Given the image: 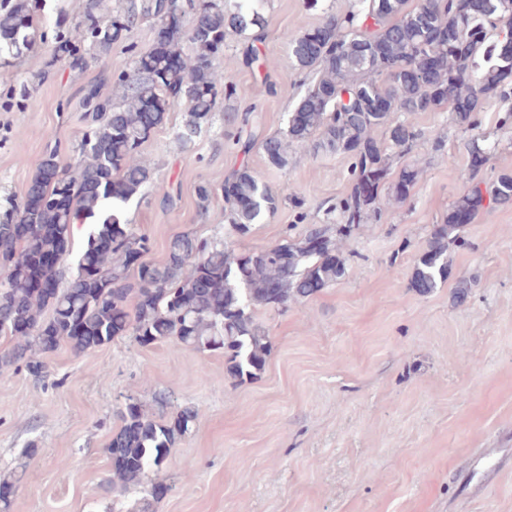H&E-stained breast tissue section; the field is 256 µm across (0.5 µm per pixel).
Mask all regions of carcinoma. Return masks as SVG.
I'll list each match as a JSON object with an SVG mask.
<instances>
[{"label":"carcinoma","instance_id":"cac0c4a2","mask_svg":"<svg viewBox=\"0 0 512 512\" xmlns=\"http://www.w3.org/2000/svg\"><path fill=\"white\" fill-rule=\"evenodd\" d=\"M267 0H152L150 48L135 53L126 88L114 107L89 86L83 103L89 118L79 147L84 165L67 175L57 151L34 161L24 200L0 202V335L15 340L0 354V369L20 363L33 375L45 366L30 355L67 344L79 355L122 336L142 346L175 340L200 352H222L228 373L242 381L259 375L271 341L254 323L258 307L302 303L346 273L340 242L380 212L379 188L389 175V151L407 154L414 134L405 117L450 105L453 122L476 128L486 97L512 100V41L492 42L497 18L512 14V0H357L356 9L330 15L320 25L285 32L295 67L317 78L297 97L283 129L261 144L269 166L285 169L295 155L320 150L351 159V190L336 207V223L311 224L303 238L285 237L260 250L235 252L227 238H170L162 263L144 261L149 239L122 220L135 198L159 189L152 171L138 160L139 148L179 106L184 122L177 138L187 145L201 133L235 88L219 70L227 39H240L246 64L258 60L266 33ZM36 0H14L0 14V57L18 59L36 46ZM179 13L188 23H169ZM140 21L133 10L123 20L93 21L56 37L55 58L85 64L82 46H108ZM189 43L192 55L183 51ZM494 63L473 73L474 58ZM384 139H379L378 135ZM421 168L399 173L395 193L407 196ZM232 231L246 234L279 208L261 172L247 165L232 171L221 189ZM489 203L512 206V174L500 175ZM483 207L479 185L470 187L435 224L416 265L411 287L429 294L448 278V245L458 238L462 217L473 221ZM86 225L76 267L61 284L52 256L73 251L71 227ZM189 272H184V268ZM169 396L158 392L146 404L129 396L121 425L108 447L112 488L145 489L142 512L162 499L169 485L148 481L188 435L198 412L184 407L167 417Z\"/></svg>","mask_w":512,"mask_h":512}]
</instances>
